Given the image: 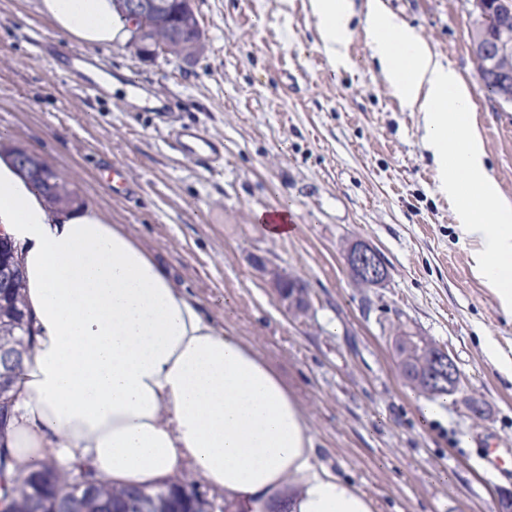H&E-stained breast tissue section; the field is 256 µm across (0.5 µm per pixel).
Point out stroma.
Wrapping results in <instances>:
<instances>
[{
    "label": "stroma",
    "instance_id": "35a3bbf8",
    "mask_svg": "<svg viewBox=\"0 0 512 512\" xmlns=\"http://www.w3.org/2000/svg\"><path fill=\"white\" fill-rule=\"evenodd\" d=\"M467 81L488 170L512 199V104L481 86L469 0H382ZM353 0L347 64L323 51L310 0H194L203 48L192 58L138 57L96 47L119 82L94 97L53 56L80 51L38 10L0 0V141L19 143L121 225L215 325L253 342L300 397L320 460L370 497L377 512H500L512 475L477 467L480 437L512 450V381L487 356L493 336L512 356V319L473 271L472 247L438 191L421 113L394 95ZM135 76L143 90L123 89ZM195 124L224 143L202 170L170 134ZM123 165L135 197L113 195L102 158ZM289 208L297 226L269 235L263 213ZM362 242L387 275L357 285L345 256ZM299 278L311 306L279 303L264 267ZM443 347L463 374L439 417L402 376L397 329ZM482 403L476 416L470 401Z\"/></svg>",
    "mask_w": 512,
    "mask_h": 512
}]
</instances>
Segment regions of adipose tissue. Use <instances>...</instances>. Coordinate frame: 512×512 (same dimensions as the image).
I'll list each match as a JSON object with an SVG mask.
<instances>
[{
  "mask_svg": "<svg viewBox=\"0 0 512 512\" xmlns=\"http://www.w3.org/2000/svg\"><path fill=\"white\" fill-rule=\"evenodd\" d=\"M80 43L127 42L113 0H40ZM329 55L346 45L351 0H311ZM394 92L423 120L438 190L474 244L476 271L512 318V201L484 163L468 87L380 0L365 18ZM0 230L20 246L34 344L14 386L15 471L52 459L117 487H157L192 465L227 512H376L322 464L307 412L256 346L197 305L120 225L95 210L50 214L0 159Z\"/></svg>",
  "mask_w": 512,
  "mask_h": 512,
  "instance_id": "ef3b65f1",
  "label": "adipose tissue"
}]
</instances>
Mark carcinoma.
I'll list each match as a JSON object with an SVG mask.
<instances>
[{
    "mask_svg": "<svg viewBox=\"0 0 512 512\" xmlns=\"http://www.w3.org/2000/svg\"><path fill=\"white\" fill-rule=\"evenodd\" d=\"M168 3L171 5V21L179 24L183 35L182 41L172 48L171 54L191 57L201 49V46L195 45L198 20L187 13H182L179 0H168ZM478 75L487 92L496 97L512 88V76L505 77L488 71L481 63L478 64ZM33 188L54 210H72L84 206V202L79 200V195L69 188L54 199L45 195L41 185L35 183ZM23 282L24 276L20 274L12 284L0 285V300L3 301L12 319L9 329H0V351L18 348L26 350L29 347L31 322L25 312ZM433 348L432 341L403 329L398 330L394 336V350L405 378L430 399L450 394L446 387L430 390L425 384L431 371L429 355ZM12 403L11 389L0 388V499H12L14 512H51L60 500L78 493L79 489L74 485L72 472L62 473L55 461L47 460L24 475V491L20 496H14V486L6 481V474L10 470L8 463L13 457L4 444ZM87 477L97 479L99 483L93 492L83 494V512H103L105 509L109 512H139L138 504L144 495L155 500V512H204V503L198 501L196 491L180 481L156 489H121L113 487L112 483L104 478H98L90 470L87 471Z\"/></svg>",
    "mask_w": 512,
    "mask_h": 512,
    "instance_id": "1",
    "label": "carcinoma"
}]
</instances>
